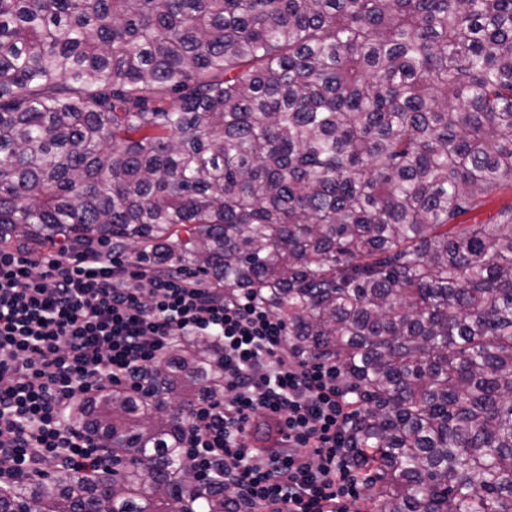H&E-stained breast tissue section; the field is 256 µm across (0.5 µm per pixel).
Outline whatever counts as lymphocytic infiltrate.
Listing matches in <instances>:
<instances>
[{
	"mask_svg": "<svg viewBox=\"0 0 512 512\" xmlns=\"http://www.w3.org/2000/svg\"><path fill=\"white\" fill-rule=\"evenodd\" d=\"M182 336L214 339L224 359L223 399L197 403L182 429L191 499L221 482L228 512H348L359 398L341 370L294 357L257 300L108 242L35 255L0 244V478L101 468L108 449L67 426L66 409L104 390H146Z\"/></svg>",
	"mask_w": 512,
	"mask_h": 512,
	"instance_id": "lymphocytic-infiltrate-1",
	"label": "lymphocytic infiltrate"
}]
</instances>
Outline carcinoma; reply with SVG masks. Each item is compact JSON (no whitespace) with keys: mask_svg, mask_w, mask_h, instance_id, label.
I'll return each instance as SVG.
<instances>
[{"mask_svg":"<svg viewBox=\"0 0 512 512\" xmlns=\"http://www.w3.org/2000/svg\"><path fill=\"white\" fill-rule=\"evenodd\" d=\"M512 0H0V242L193 266L360 396L376 512H512ZM66 421L125 454L0 512H185L206 338ZM225 489L198 512H225ZM492 198V201H490V203L486 207L471 212L462 217L461 219L466 220L469 224H474L476 222H485L490 218V216L495 215L503 204L512 201V194L510 190L500 191L494 194Z\"/></svg>","mask_w":512,"mask_h":512,"instance_id":"obj_1","label":"carcinoma"}]
</instances>
